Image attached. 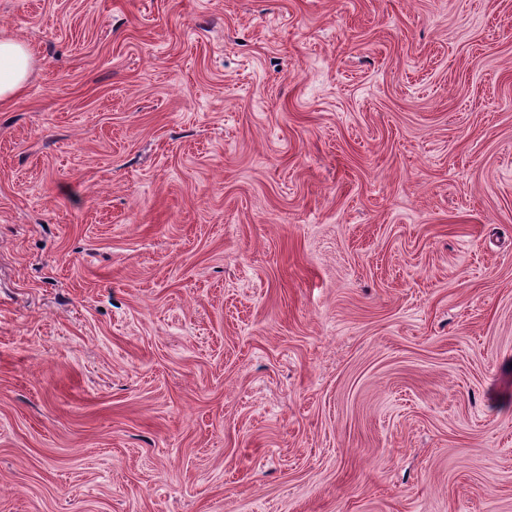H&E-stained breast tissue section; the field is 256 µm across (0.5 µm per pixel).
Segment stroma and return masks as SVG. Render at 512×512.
Segmentation results:
<instances>
[{
  "label": "stroma",
  "mask_w": 512,
  "mask_h": 512,
  "mask_svg": "<svg viewBox=\"0 0 512 512\" xmlns=\"http://www.w3.org/2000/svg\"><path fill=\"white\" fill-rule=\"evenodd\" d=\"M0 37V512H512V0ZM32 67L33 57L24 42L0 38V104L9 103L23 93Z\"/></svg>",
  "instance_id": "obj_1"
}]
</instances>
